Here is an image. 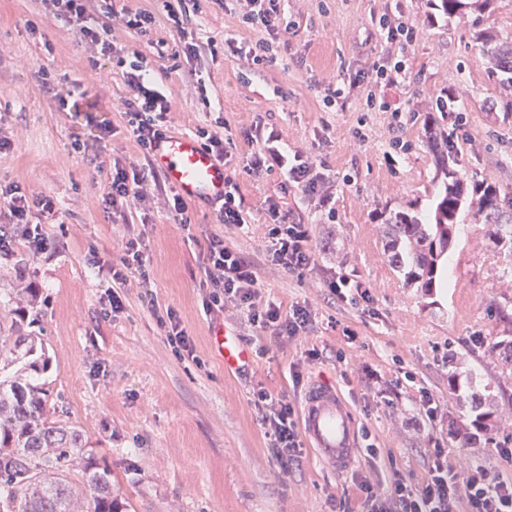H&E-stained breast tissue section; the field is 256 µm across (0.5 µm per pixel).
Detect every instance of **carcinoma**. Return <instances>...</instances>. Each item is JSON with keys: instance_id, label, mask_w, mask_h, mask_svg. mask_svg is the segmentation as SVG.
I'll return each instance as SVG.
<instances>
[{"instance_id": "cac0c4a2", "label": "carcinoma", "mask_w": 512, "mask_h": 512, "mask_svg": "<svg viewBox=\"0 0 512 512\" xmlns=\"http://www.w3.org/2000/svg\"><path fill=\"white\" fill-rule=\"evenodd\" d=\"M489 3L441 0V8L450 17H460L468 8L480 12ZM478 40L491 69L506 74L502 85L512 90V40L490 28L479 33ZM438 175L441 193L434 222L399 211L384 234L391 267L407 285L426 291L436 285L464 212L512 254V204L504 203L496 186L469 180L445 158L438 163ZM10 330L14 337L4 361L20 367L0 374V512H120L123 504L112 491L111 470L85 450L81 430L59 419L48 390L34 382L32 374L47 367L39 363L35 337L21 334L16 320ZM451 390L477 411L473 425L488 430L491 412L480 411L481 397L463 392L459 385Z\"/></svg>"}]
</instances>
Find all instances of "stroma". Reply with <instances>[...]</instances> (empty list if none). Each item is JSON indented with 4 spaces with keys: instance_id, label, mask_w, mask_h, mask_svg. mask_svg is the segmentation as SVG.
<instances>
[{
    "instance_id": "obj_1",
    "label": "stroma",
    "mask_w": 512,
    "mask_h": 512,
    "mask_svg": "<svg viewBox=\"0 0 512 512\" xmlns=\"http://www.w3.org/2000/svg\"><path fill=\"white\" fill-rule=\"evenodd\" d=\"M125 4L156 17L147 34L120 27L115 34L147 57L155 85L170 95L177 134H193L223 116L235 181L252 222L241 228L217 223L210 203L200 200L189 203L186 228L153 205L144 218L155 302L147 304L133 281L119 291L123 311L104 315L111 281L92 258L97 252L121 254L125 240L102 201L103 189L113 158L136 161L140 150L119 134L93 164L72 143L97 135L98 121L119 123L113 106L127 87L117 74L101 84L111 60L82 44L46 0H0V137L11 144L0 152V183L52 197L55 215L36 212L31 221L62 243L55 253L37 255L20 239L0 257V326L9 327L19 289L33 286L37 310L26 314L22 327L45 346L49 364L39 379L63 420L81 427L86 449L107 464L128 512H357L351 475H336L311 449L289 470L280 468L251 402L254 389L262 387L300 404L319 377L350 399L360 428L370 430L381 450L376 462L363 455L357 466L377 494H386L398 478L423 483L437 448L447 452L458 486L480 466L512 479V463L493 446L497 440L512 444V366L492 348L512 334V261L494 248L482 225H469L448 252L444 287L425 293L404 283L383 247V228L395 212L433 217L439 185L430 133L452 131L435 108L447 89L460 95L470 136L451 152L458 169L512 198V97L491 75L474 37L477 28L490 26L512 38V0H491L485 12H469L464 21L448 18L434 0H283L296 27L260 65L224 46L230 40L244 48L261 36L232 8L208 0L191 15L204 50L189 60L180 54L162 0ZM387 10L419 28L406 80L375 90L404 108L399 134L390 113L366 109L365 90L335 109L321 99L325 85L386 53L372 19ZM210 43L211 53L205 50ZM62 79L72 82L75 98L96 101L94 117L60 108L48 87ZM201 80L204 100L197 92ZM256 122L329 166L335 223L297 188L281 190V173L246 171L259 145L243 131ZM359 132L365 136L361 145L355 142ZM397 134L408 148L386 158ZM270 196L282 198L308 224L317 251L314 271L291 273L266 264L263 209ZM210 232L255 262L266 299L284 312L300 304L311 313L299 335L259 341L243 314L226 309L220 320L239 332L252 353L248 365L229 372L210 347L209 329L219 319L203 307L199 239ZM337 275L365 282L371 306L331 295L323 283ZM169 308L192 336L195 359L177 357L168 345L156 314ZM370 369L376 377H367ZM408 372L414 386L388 400L390 387ZM454 374L491 411L493 442L481 434L468 445L459 438L475 414L450 398ZM421 388L439 404L436 420L417 409Z\"/></svg>"
}]
</instances>
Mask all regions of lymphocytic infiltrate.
<instances>
[{
	"mask_svg": "<svg viewBox=\"0 0 512 512\" xmlns=\"http://www.w3.org/2000/svg\"><path fill=\"white\" fill-rule=\"evenodd\" d=\"M57 17L72 25L79 40L96 46L101 55L112 59L120 67L128 94L120 101L122 123L140 148L139 161L114 160L112 179L103 194L106 206L113 216L127 222V241L121 254L98 256L94 264L111 275L113 289L107 300L112 312L123 308L119 288L127 286L130 278H137L140 287L147 288L151 280L145 270L143 244L144 228L128 223L127 216L135 210L149 209L155 196H162L164 205L177 223L186 225L188 205L178 191L169 185L152 162L156 143L171 133V100L159 91L141 52H129L112 32L120 25L138 33H147L156 23L154 14L147 10L115 8L107 4L109 23L96 24L93 13L95 0H49ZM243 23L256 27L263 36L252 44L247 59L261 64L273 52L275 44L285 37L292 25L281 10V0H235ZM378 29L389 46L385 59L367 69L345 76L340 82L329 84L323 95V104L331 108L343 104L352 90L361 87L387 86L405 81L407 57L417 39L414 25L382 13L376 19ZM247 137L263 141L264 146L253 154L246 164L255 175L280 171L286 184L296 187L306 202L325 211L328 221H335L333 206V179L324 163L313 161L308 151L287 150L281 146L277 134H262L259 126H251ZM0 198L7 210L0 214V255L13 250L16 239L27 241L33 253L43 254L57 250L54 239L45 236L40 225L31 223L32 211L51 214L55 211L52 198H29L16 184L0 187ZM267 224V260L288 272L309 271L316 266V251L309 228L283 209L274 198L265 201ZM204 282L211 292L206 302L210 312L223 311L225 303H233L247 313L252 327L272 330L279 336H295L310 323L306 307L296 305L289 312H281L273 302L264 301L254 265L239 251L225 245L223 237L210 234L201 265ZM252 402L261 414V425L269 441V449L281 462L298 457L303 444L298 428L297 411L286 398L273 396L266 389L253 393ZM353 481L360 493V512H456L458 503H465L466 512H512V481L477 468L466 491H459L443 449H435L431 456L429 476L420 485L405 479H396L386 495L374 493L370 482L362 474H354Z\"/></svg>",
	"mask_w": 512,
	"mask_h": 512,
	"instance_id": "1",
	"label": "lymphocytic infiltrate"
}]
</instances>
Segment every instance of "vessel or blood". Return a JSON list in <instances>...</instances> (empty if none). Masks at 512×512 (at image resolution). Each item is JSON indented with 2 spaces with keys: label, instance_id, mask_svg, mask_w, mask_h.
Returning <instances> with one entry per match:
<instances>
[{
  "label": "vessel or blood",
  "instance_id": "vessel-or-blood-1",
  "mask_svg": "<svg viewBox=\"0 0 512 512\" xmlns=\"http://www.w3.org/2000/svg\"><path fill=\"white\" fill-rule=\"evenodd\" d=\"M155 165L186 199L221 200L224 166L192 136L177 135L161 141L153 153ZM215 354L225 369H235L247 350L239 334L216 327L210 332ZM301 427L316 457L332 471L343 474L359 461V428L353 409L330 381L318 379L302 399Z\"/></svg>",
  "mask_w": 512,
  "mask_h": 512
}]
</instances>
